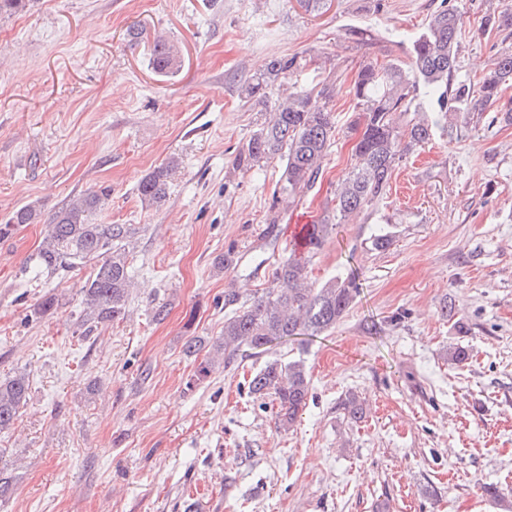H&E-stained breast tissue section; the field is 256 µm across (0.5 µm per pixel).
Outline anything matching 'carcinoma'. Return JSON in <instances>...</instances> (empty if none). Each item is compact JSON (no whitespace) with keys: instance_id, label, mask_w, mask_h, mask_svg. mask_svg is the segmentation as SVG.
I'll return each mask as SVG.
<instances>
[{"instance_id":"carcinoma-1","label":"carcinoma","mask_w":512,"mask_h":512,"mask_svg":"<svg viewBox=\"0 0 512 512\" xmlns=\"http://www.w3.org/2000/svg\"><path fill=\"white\" fill-rule=\"evenodd\" d=\"M486 26L512 37V12L488 15ZM461 29V13L443 0L414 40L408 67L370 61L358 71L346 89L358 112L349 127L355 134L354 164L336 190L335 214L304 225L291 255L278 264L261 294L243 302L234 293L224 295L225 303L236 309L224 316V333L198 363L196 380L208 378L219 358L224 366H230L244 345L264 351L294 336L317 337L336 328L353 300L356 282L334 278L316 286L310 276L312 258L337 233L340 221L383 199L395 167L431 139L433 124L424 115L426 107L438 112H496L504 93L512 87V52L506 50L495 54L479 79L457 78ZM181 63L173 43L154 39L150 65L155 72L174 74ZM305 67L295 55L275 56L242 87V95L249 101L267 97L275 87L290 88L238 155V164L246 166L286 159L280 191L288 204L317 184L336 138L331 103L344 90L342 84L327 79L296 88L293 77ZM178 169V159L171 157L149 172L136 188L141 205L160 207ZM109 197L108 188L89 191L56 211L31 258L36 274L47 280L62 279L94 262L93 273L79 287L78 325L87 331L95 324L125 317L132 285L126 247L138 228L95 222ZM38 216L34 203L16 208L0 223V239L34 223ZM59 307V298L47 294L28 318L43 319ZM249 390L259 397H273L277 403L275 424L287 429L307 406L310 380L303 365L273 360L252 377ZM28 397L26 375L0 380V433L14 425Z\"/></svg>"}]
</instances>
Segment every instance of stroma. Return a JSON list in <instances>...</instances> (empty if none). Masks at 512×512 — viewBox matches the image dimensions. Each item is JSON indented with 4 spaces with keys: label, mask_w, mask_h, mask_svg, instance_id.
<instances>
[{
    "label": "stroma",
    "mask_w": 512,
    "mask_h": 512,
    "mask_svg": "<svg viewBox=\"0 0 512 512\" xmlns=\"http://www.w3.org/2000/svg\"><path fill=\"white\" fill-rule=\"evenodd\" d=\"M441 0H31L0 17V220L29 202L37 222L0 239V379L29 400L0 434L14 493L0 512H512V124L478 112L436 131L396 167L386 198L341 225L310 267L359 288L335 330L258 352L194 381L183 352L224 331V294L267 287L298 220L336 207L355 120L333 102L336 141L311 191L289 211L284 160L236 167L270 117L241 87L272 57L319 54L354 79L372 59L406 64ZM462 14L458 79L501 47L488 14L512 0H453ZM371 30L360 45L348 30ZM180 50L153 71L157 35ZM181 171L161 207L139 181L168 157ZM111 196L101 224L139 229L128 262L139 286L120 322L76 329L84 265L51 282L27 266L50 217L74 196ZM390 235L374 250L372 236ZM230 253L237 266L217 269ZM54 317L28 320L46 293ZM169 313L150 318L157 303ZM452 303L457 320L441 314ZM467 347L465 363L448 360ZM302 362L308 404L276 429L271 397L250 393L266 362ZM97 382L98 394L87 391ZM357 398L361 419L343 408ZM496 485L499 498L484 495Z\"/></svg>",
    "instance_id": "35a3bbf8"
}]
</instances>
